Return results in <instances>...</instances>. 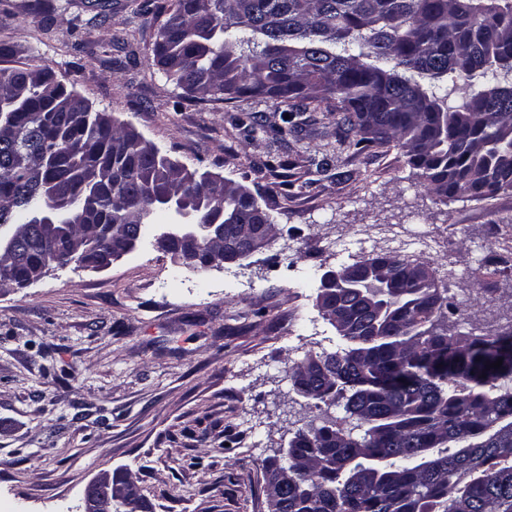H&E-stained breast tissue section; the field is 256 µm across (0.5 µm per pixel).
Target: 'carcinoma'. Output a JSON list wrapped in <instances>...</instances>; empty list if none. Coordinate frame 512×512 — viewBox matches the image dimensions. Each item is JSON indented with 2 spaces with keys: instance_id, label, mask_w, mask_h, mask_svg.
<instances>
[{
  "instance_id": "carcinoma-1",
  "label": "carcinoma",
  "mask_w": 512,
  "mask_h": 512,
  "mask_svg": "<svg viewBox=\"0 0 512 512\" xmlns=\"http://www.w3.org/2000/svg\"><path fill=\"white\" fill-rule=\"evenodd\" d=\"M157 11L154 59L191 98L335 112L359 135L353 147L398 143L446 200L485 186L480 200L512 191V0H168ZM49 70L23 64L0 82L12 113L0 127V225L23 229L0 254L1 288L20 285L45 255L65 266L114 253L128 232L144 238L171 195L224 237L274 228L249 188L161 153L63 81L23 95ZM57 140L58 160L39 169ZM53 210L82 220L45 234L34 219ZM383 261L362 263L360 274ZM413 266L393 257L387 279L317 297L356 331L336 328L346 347L293 372L323 362L313 401L342 400L346 416L296 430V478L279 494L263 484L270 512H512V437L497 436L500 419L512 418V365L486 369L512 334L449 335L448 297ZM342 376L365 387L331 393Z\"/></svg>"
}]
</instances>
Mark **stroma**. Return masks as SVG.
I'll use <instances>...</instances> for the list:
<instances>
[{
    "instance_id": "stroma-1",
    "label": "stroma",
    "mask_w": 512,
    "mask_h": 512,
    "mask_svg": "<svg viewBox=\"0 0 512 512\" xmlns=\"http://www.w3.org/2000/svg\"><path fill=\"white\" fill-rule=\"evenodd\" d=\"M0 0V43L48 65L93 110L188 168L272 207L277 235L221 269L181 264L154 237L102 271L51 268L0 289V512H79L100 473L138 478L153 512H268L265 464L321 416L290 368L343 348L319 279L376 255L424 258L454 309L449 334L512 333V191L430 193L401 147L338 146L335 115L286 123L274 99H189L154 62V0ZM287 164L284 177L267 169ZM435 238L417 255L392 236Z\"/></svg>"
}]
</instances>
